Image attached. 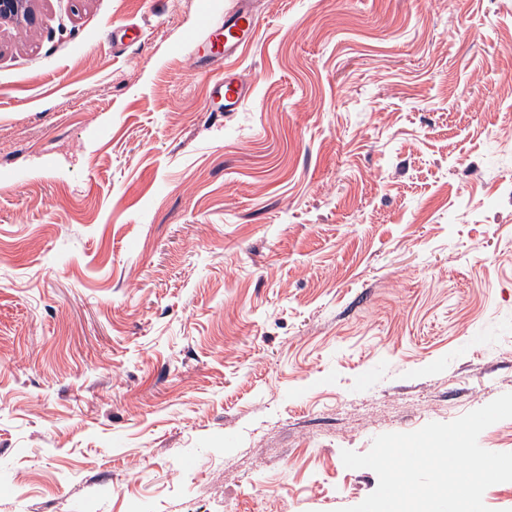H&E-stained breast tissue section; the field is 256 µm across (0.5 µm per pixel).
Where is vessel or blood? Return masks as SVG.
<instances>
[{
	"instance_id": "1",
	"label": "vessel or blood",
	"mask_w": 512,
	"mask_h": 512,
	"mask_svg": "<svg viewBox=\"0 0 512 512\" xmlns=\"http://www.w3.org/2000/svg\"><path fill=\"white\" fill-rule=\"evenodd\" d=\"M257 23L252 0H236L233 8L226 11L223 16L207 18L203 23V49L192 58V69H200L207 55L233 54L254 31ZM251 92L252 86L243 76L236 73L227 74L212 90V109L226 113L238 111L241 103Z\"/></svg>"
}]
</instances>
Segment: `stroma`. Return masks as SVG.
I'll return each mask as SVG.
<instances>
[{
    "mask_svg": "<svg viewBox=\"0 0 512 512\" xmlns=\"http://www.w3.org/2000/svg\"><path fill=\"white\" fill-rule=\"evenodd\" d=\"M0 20V512H338L512 393V0ZM258 23L252 8V0H236L232 9L224 12V16L208 17L203 23L205 37L201 40L204 53L200 46L191 59L192 69L198 70L205 58L210 54H233L240 44L254 31ZM226 32L231 36L228 38ZM252 85L243 76L230 73L224 76V81L215 85L211 97L213 106L211 112H237L241 103L251 94Z\"/></svg>",
    "mask_w": 512,
    "mask_h": 512,
    "instance_id": "stroma-1",
    "label": "stroma"
}]
</instances>
